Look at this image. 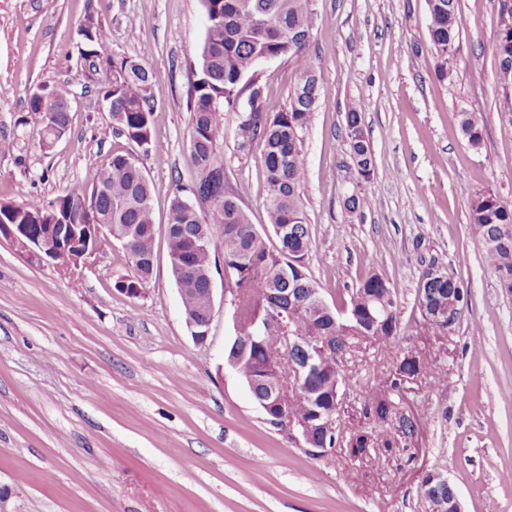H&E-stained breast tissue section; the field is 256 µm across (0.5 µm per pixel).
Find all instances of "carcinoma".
<instances>
[{
  "label": "carcinoma",
  "instance_id": "obj_1",
  "mask_svg": "<svg viewBox=\"0 0 512 512\" xmlns=\"http://www.w3.org/2000/svg\"><path fill=\"white\" fill-rule=\"evenodd\" d=\"M208 25L198 55V78L189 90V130L192 163L201 174L193 194L209 202L205 217L193 204L174 195L167 224V253L192 265L197 277L183 279L175 264H170L181 295L184 314L197 322L204 319L203 294L209 288L207 275L216 261L211 249H193L185 239L199 232L208 241L218 238L223 244L224 287L238 300L239 314L234 322L235 338L225 358L237 360V375L248 385L255 400L268 397L269 390L294 383L295 366L304 352L295 347L276 369L266 368L265 346L272 334H258V326L273 308L288 316V327L297 336H331L340 346L365 340L387 348L411 331L435 329L417 319L405 324L399 316L396 288L383 275L374 273L359 282L349 305V318L339 319L337 310L318 303L315 282L307 274L306 260L313 248L301 200L306 179L303 134L318 102L320 85L311 58L306 53L310 37L311 0H202ZM430 44L437 57L436 77L451 81L454 62L448 61V48L458 46L461 19L456 0H427ZM82 46L79 55L92 60L106 73L99 89L102 100L112 111L110 126L115 132L140 146L151 139L152 115L156 103V84L147 64L148 51L138 57H115L105 52L108 32L98 24L79 29ZM493 52L497 59L499 83L503 89L504 111L512 112V28L499 27ZM289 57L295 62L300 79L293 90L290 106L269 115L261 108L264 85L247 90L242 80L256 63L268 57ZM248 93L246 119L239 124L241 145L259 137L265 141L267 194L264 205L272 230H282L278 245L270 248L238 205L228 198L224 166L217 148L222 132L216 112L240 107L239 97ZM72 90L58 83L31 94L28 111L39 115L57 114V126L70 125V113L63 105L71 101ZM461 129L468 145L480 149L484 143L483 121L473 112L461 113ZM345 131L358 172L371 177L374 159L370 140L364 132L361 109L345 115ZM472 231L484 244L487 265L497 274L502 292L512 291V202L489 191L476 192L469 205ZM0 224H110L112 237L132 228L137 234L134 252L138 256V278L116 282L115 288H135L148 281L151 260L155 258V222L152 190L138 162L128 154L114 153L102 165L88 194L67 192L49 204L31 200L23 206L0 202ZM299 262L298 267L288 258ZM453 298L459 318L468 310V289L456 279L430 280L417 288L415 306H432ZM341 363L329 373L309 379L288 410L300 422L318 414H338V395L344 387ZM364 414L379 425L375 431L357 428L345 434L328 436L330 448L341 445L349 456L362 458L373 448L387 451L408 443L417 433L414 418L400 410L395 401L376 392L365 402ZM393 423L394 431L382 429Z\"/></svg>",
  "mask_w": 512,
  "mask_h": 512
}]
</instances>
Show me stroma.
<instances>
[{"instance_id":"1","label":"stroma","mask_w":512,"mask_h":512,"mask_svg":"<svg viewBox=\"0 0 512 512\" xmlns=\"http://www.w3.org/2000/svg\"><path fill=\"white\" fill-rule=\"evenodd\" d=\"M500 8L501 0H457L456 73L442 83L426 0H312L306 52L320 96L303 137L302 203L322 298L346 307L353 288L380 273L409 321L429 258L470 294L451 333L409 334L386 350L361 341L345 355L347 432L373 427L365 393L383 387L404 355L443 372L414 377L394 397L418 425L406 450L353 460L342 447L323 458L297 447L228 368L235 330L223 271L213 274L205 343L185 320L166 225L176 190L198 179L187 91L207 28L201 0H0V202L90 192L101 164L122 152L150 182L156 224L153 273L137 298L115 287L135 270L109 234L69 272L0 235V512H427L420 483L430 470L448 478L462 512H512V298L469 224L475 191L512 201V112L502 109L493 54ZM89 19L108 30L107 54L151 50L158 94L148 147L103 131L105 76L78 51ZM255 73L265 111L286 109L299 80L294 61L263 60ZM62 82L74 92L70 129L46 151L28 98ZM358 105L375 155L368 182L345 134V114ZM464 112L483 118L481 150L461 132ZM216 121L228 188L276 245L263 205L264 142L240 147V113L222 108Z\"/></svg>"}]
</instances>
